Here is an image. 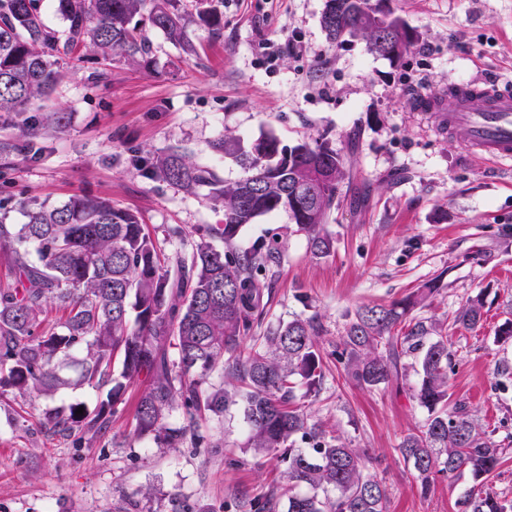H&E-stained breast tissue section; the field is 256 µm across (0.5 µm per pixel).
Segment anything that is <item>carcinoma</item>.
I'll list each match as a JSON object with an SVG mask.
<instances>
[{"instance_id": "1", "label": "carcinoma", "mask_w": 512, "mask_h": 512, "mask_svg": "<svg viewBox=\"0 0 512 512\" xmlns=\"http://www.w3.org/2000/svg\"><path fill=\"white\" fill-rule=\"evenodd\" d=\"M38 2L0 0V113L27 111L57 83L59 59L78 51L105 61L121 54L149 65L152 45L131 25L145 12L174 44H188L192 23L215 38L224 30L222 15L204 0L190 9L183 0H55L68 23L61 44L44 24ZM368 2L325 0L323 11L334 17L323 27L327 38L336 43L356 35L369 46L396 38L400 25L381 27ZM212 148L237 162L244 175L226 183L177 149L154 158L149 173L187 192L209 189L224 207V223L213 228L224 240L222 251L201 242L189 254L169 256L136 213L86 194L61 205L27 206L25 223L13 230L0 224V247L13 256L14 275L12 285L0 288V390L36 400L73 384L110 385L95 411L78 415L72 406L65 415L47 417L54 429L80 441L106 431L128 387L144 381L134 433L151 437L159 448L202 445L206 437L196 416H219L240 394L247 447L286 464L284 484L247 499L249 512H278L284 497L287 512H387L386 490L370 472L368 453L327 435L297 401V382L311 394L324 378L316 320L280 322L244 344L263 313V290L281 262L284 242L274 232L241 251L236 241L242 228L285 211L315 254L330 253L325 225L340 204L346 161L326 140L289 146L272 136L248 144L226 136ZM441 288L436 278L388 305L357 309L336 343V361L345 364L351 382L370 390L392 380L401 357L418 355L413 398L427 418L409 430L398 451L412 464L420 495L427 497L442 477L466 473L473 486L459 498L460 512H512V500L488 486L505 449L449 393L452 353L443 324L414 316ZM49 303L64 317L60 332L44 326ZM482 317L477 296L454 324L469 329ZM219 365L237 383L234 391L203 388ZM180 407L185 424L173 428L169 419ZM298 439L307 447H295Z\"/></svg>"}]
</instances>
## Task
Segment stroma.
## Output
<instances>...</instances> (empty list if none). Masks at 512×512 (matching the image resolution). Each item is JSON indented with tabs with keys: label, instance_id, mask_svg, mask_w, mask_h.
<instances>
[{
	"label": "stroma",
	"instance_id": "obj_1",
	"mask_svg": "<svg viewBox=\"0 0 512 512\" xmlns=\"http://www.w3.org/2000/svg\"><path fill=\"white\" fill-rule=\"evenodd\" d=\"M224 18V35L188 28V46L151 27L152 62L96 63L67 59L53 93L30 111L0 116V141L19 125L34 132L28 153H0V216L24 223L23 203L60 205L89 193L136 212L169 255L200 242L223 249L211 230L224 209L207 189L189 193L146 169L157 155L181 147L226 182L242 168L215 152L231 134L249 141L275 136L283 144L328 140L344 155L349 176L343 202L326 224L334 248L314 255L288 214L279 211L243 227L237 244L252 247L279 229L284 257L254 329L296 317H317L325 376L317 394H296L312 421L330 435L368 449L388 494V512H457L468 476L438 480L421 497L414 470L397 452L427 412L412 398L415 359L402 357L398 377L374 390L349 383L331 353L355 310L387 304L442 277L444 287L419 319L448 323L450 391L508 452L489 482L512 499V380L500 360L512 345L498 341L512 321V169L476 159L438 133L414 95L442 92L449 81H512V0H394L419 35L416 47L391 61L364 40L328 42L320 24L324 0H207ZM297 33L298 51L267 64L261 45ZM481 297L483 318L453 327L469 298ZM142 391L130 386L105 433L78 442L59 435L47 412L79 405L94 410L104 390H59L33 402L0 395V512H170L172 500L194 512H239L242 502L281 482L283 464L247 448L243 405L199 422L198 448H157L133 434Z\"/></svg>",
	"mask_w": 512,
	"mask_h": 512
}]
</instances>
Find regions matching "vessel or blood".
Instances as JSON below:
<instances>
[{
    "instance_id": "1",
    "label": "vessel or blood",
    "mask_w": 512,
    "mask_h": 512,
    "mask_svg": "<svg viewBox=\"0 0 512 512\" xmlns=\"http://www.w3.org/2000/svg\"><path fill=\"white\" fill-rule=\"evenodd\" d=\"M448 92L455 104L447 112L439 111L429 95L421 97L438 129L448 132L476 157L512 162V87L453 82Z\"/></svg>"
}]
</instances>
